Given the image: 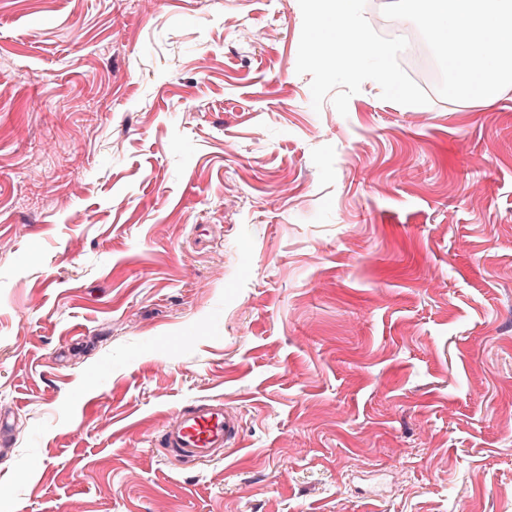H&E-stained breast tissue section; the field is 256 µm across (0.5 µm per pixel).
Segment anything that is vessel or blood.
<instances>
[{
	"instance_id": "1",
	"label": "vessel or blood",
	"mask_w": 512,
	"mask_h": 512,
	"mask_svg": "<svg viewBox=\"0 0 512 512\" xmlns=\"http://www.w3.org/2000/svg\"><path fill=\"white\" fill-rule=\"evenodd\" d=\"M240 419L217 400H201L176 411L160 431L166 456L183 464H200L236 446Z\"/></svg>"
}]
</instances>
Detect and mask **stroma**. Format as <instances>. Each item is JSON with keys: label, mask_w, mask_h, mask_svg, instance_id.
<instances>
[{"label": "stroma", "mask_w": 512, "mask_h": 512, "mask_svg": "<svg viewBox=\"0 0 512 512\" xmlns=\"http://www.w3.org/2000/svg\"><path fill=\"white\" fill-rule=\"evenodd\" d=\"M335 38L0 0V512H512V90L327 73ZM200 399L240 439L180 465ZM240 419L218 400H201L176 411L160 431L166 456L182 465L200 464L236 446Z\"/></svg>", "instance_id": "35a3bbf8"}]
</instances>
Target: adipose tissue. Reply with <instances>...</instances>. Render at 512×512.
<instances>
[{"instance_id":"1","label":"adipose tissue","mask_w":512,"mask_h":512,"mask_svg":"<svg viewBox=\"0 0 512 512\" xmlns=\"http://www.w3.org/2000/svg\"><path fill=\"white\" fill-rule=\"evenodd\" d=\"M314 20L333 19L337 51L324 67L360 75L368 60H382L389 46L358 31L347 0H311ZM407 19L435 30L457 93L490 104L512 85V0H403Z\"/></svg>"}]
</instances>
